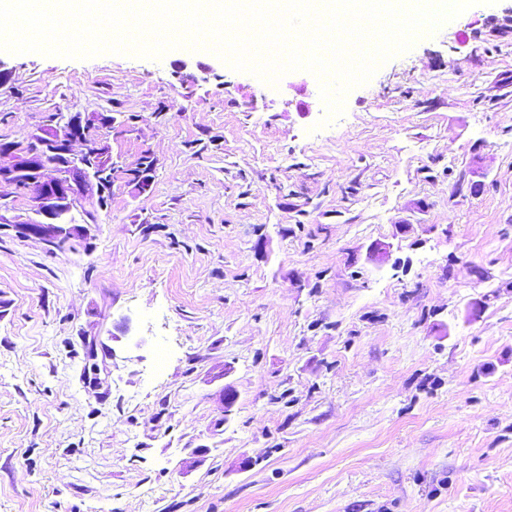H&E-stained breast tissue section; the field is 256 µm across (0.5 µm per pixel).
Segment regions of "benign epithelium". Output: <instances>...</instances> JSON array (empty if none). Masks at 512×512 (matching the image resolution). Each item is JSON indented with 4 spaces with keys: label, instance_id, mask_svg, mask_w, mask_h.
I'll use <instances>...</instances> for the list:
<instances>
[{
    "label": "benign epithelium",
    "instance_id": "benign-epithelium-1",
    "mask_svg": "<svg viewBox=\"0 0 512 512\" xmlns=\"http://www.w3.org/2000/svg\"><path fill=\"white\" fill-rule=\"evenodd\" d=\"M106 124L99 112L85 115L51 113L42 126L26 142H5L0 147V183L6 182L24 196L33 217L13 224L24 236L37 237L57 250L88 231V225L77 224L73 212L94 201L96 175L90 168L112 166L108 142L91 131ZM126 186L135 197L148 193L154 172L135 167L125 172ZM85 383L91 388L101 384L97 353L86 354Z\"/></svg>",
    "mask_w": 512,
    "mask_h": 512
}]
</instances>
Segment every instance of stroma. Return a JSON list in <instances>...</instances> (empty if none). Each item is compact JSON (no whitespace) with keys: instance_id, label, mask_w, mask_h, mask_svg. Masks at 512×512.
I'll list each match as a JSON object with an SVG mask.
<instances>
[{"instance_id":"stroma-1","label":"stroma","mask_w":512,"mask_h":512,"mask_svg":"<svg viewBox=\"0 0 512 512\" xmlns=\"http://www.w3.org/2000/svg\"><path fill=\"white\" fill-rule=\"evenodd\" d=\"M0 58V140L99 112L156 162L62 251L0 184V512H512V0L333 118L207 48ZM139 169H141V167L137 165L135 168L129 169L125 172V185L130 188L134 197L144 196L150 191L153 184L154 172H140Z\"/></svg>"}]
</instances>
